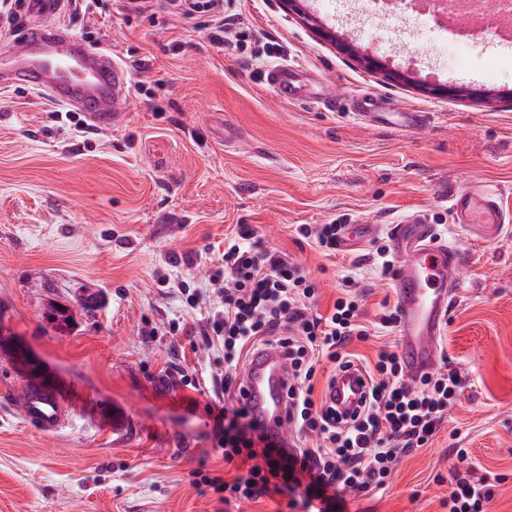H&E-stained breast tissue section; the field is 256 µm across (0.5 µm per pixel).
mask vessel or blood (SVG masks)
<instances>
[{
    "label": "vessel or blood",
    "mask_w": 512,
    "mask_h": 512,
    "mask_svg": "<svg viewBox=\"0 0 512 512\" xmlns=\"http://www.w3.org/2000/svg\"><path fill=\"white\" fill-rule=\"evenodd\" d=\"M262 82L282 101L299 102L288 66L268 68ZM25 84L51 103L79 112L92 127L109 129L121 123L132 89L131 71L112 54L89 46L81 37L55 27L34 26L0 52V91ZM449 209L460 224H503L512 220L487 188L471 186L452 194ZM387 239L395 257L394 287L399 317V354L407 379L435 369L436 340L443 331L463 263L459 249L442 241L427 212L392 224ZM238 394L250 404L271 436L292 444L286 405L288 363L280 351L256 352L241 371ZM366 378L355 368L340 371L326 393V402L340 416L359 409ZM23 420L51 436L71 420V403L50 386L26 384L17 402Z\"/></svg>",
    "instance_id": "1"
}]
</instances>
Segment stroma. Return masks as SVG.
<instances>
[{
    "instance_id": "obj_1",
    "label": "stroma",
    "mask_w": 512,
    "mask_h": 512,
    "mask_svg": "<svg viewBox=\"0 0 512 512\" xmlns=\"http://www.w3.org/2000/svg\"><path fill=\"white\" fill-rule=\"evenodd\" d=\"M86 0L46 16L110 50L131 70L124 122L81 134L55 121L30 90L0 94V512H289L281 498L225 507L193 485L224 474L205 407L224 376L220 347L199 331L213 303L209 276L235 225L260 226L320 284V306L344 276L364 277L373 319L394 286L363 259L374 238L415 210L465 254L443 363L465 385L428 447L402 457L385 491L350 497V512H448L443 478L463 448L498 478L490 512H512V223L456 224L447 199L485 185L512 213V41L408 42L414 21L387 19L351 34L328 10L325 25L360 54L403 51L412 73L461 88L431 95L367 69L320 37L281 0H224V25L243 45L213 44L208 0ZM290 64L303 103L262 84ZM343 109L314 105L328 92ZM426 113L399 126L403 109ZM349 225L327 256L299 242V224ZM95 288L109 302L80 301ZM198 291V306L184 290ZM73 314L69 331L43 320L49 304ZM26 347L74 406L52 436L16 409L25 382L13 365ZM184 368L194 386L174 384ZM126 427L112 428L114 410Z\"/></svg>"
}]
</instances>
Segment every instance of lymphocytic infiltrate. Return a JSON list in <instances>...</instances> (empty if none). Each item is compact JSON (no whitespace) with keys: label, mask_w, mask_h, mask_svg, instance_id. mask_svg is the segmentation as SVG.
<instances>
[{"label":"lymphocytic infiltrate","mask_w":512,"mask_h":512,"mask_svg":"<svg viewBox=\"0 0 512 512\" xmlns=\"http://www.w3.org/2000/svg\"><path fill=\"white\" fill-rule=\"evenodd\" d=\"M223 266L211 278L217 295L205 338L224 347L222 396L208 404L226 464L225 478L199 473L197 486L220 493L225 505L279 496L290 512H348L347 499L386 489L401 456L426 447L457 404L464 379L454 369L404 378L396 345L375 361L347 352L353 339L370 332H397L396 306L383 303L366 324L358 293L338 297L327 313L318 310V283L288 252L266 245L257 227L238 225L224 241ZM280 348L290 368L288 417L309 447L288 448L272 440L264 424L236 400L239 372L256 350ZM356 367L369 383L362 409L339 422L315 395V380L332 384L339 370ZM450 473L448 512H488L495 486L476 475L466 450H458Z\"/></svg>","instance_id":"1"}]
</instances>
